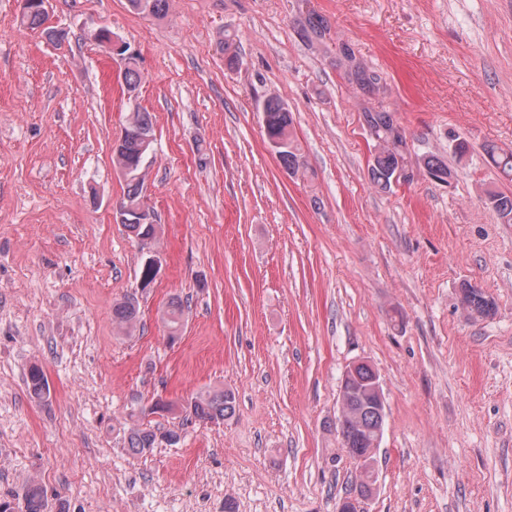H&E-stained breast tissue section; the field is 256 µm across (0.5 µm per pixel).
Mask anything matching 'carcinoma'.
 Instances as JSON below:
<instances>
[{
	"instance_id": "cac0c4a2",
	"label": "carcinoma",
	"mask_w": 512,
	"mask_h": 512,
	"mask_svg": "<svg viewBox=\"0 0 512 512\" xmlns=\"http://www.w3.org/2000/svg\"><path fill=\"white\" fill-rule=\"evenodd\" d=\"M130 7L137 13L159 18L169 8V0H128ZM21 23L32 30L41 29L48 22V13L29 11L20 15ZM298 25L301 26L308 38L320 37L327 30L324 19L313 9L300 14ZM353 81L361 89L378 92L380 87L376 78L363 65H358L351 72ZM123 85L127 91L133 92L142 81V73L138 62L133 60L126 63L122 71ZM263 112L264 134L268 139L285 142L279 150L277 158L281 166L291 174L306 168V157L301 152L293 132L292 113L288 106L278 97L270 96L264 100L261 107ZM364 120L370 137L374 142V153L369 164V174L372 180L383 190L392 186L393 176L400 172L406 182L414 179L415 173L411 168L410 149L405 133L394 121L391 113L386 111L366 112ZM155 135L153 118L150 112L136 109L129 113L124 126L122 140L112 149V160L116 168H134V175L124 180L123 196L119 207L138 203L145 197L146 171L141 159L144 139ZM491 159L501 177L512 182V149L491 154ZM424 168L429 174L438 178L450 175L451 170L436 156L426 153L422 158ZM485 201L505 224H512V191L502 190L493 185L485 191ZM120 223L132 236L141 241L145 237H155L157 225L136 224L134 214L117 211ZM462 300L479 316H486L493 311L494 304L485 293L475 285L465 283L461 287ZM185 314L184 302L171 298L161 311V320L172 337L182 332ZM139 303L134 297H126L112 307V318L121 326L133 327L139 319ZM27 386L30 395L44 401L49 397L48 380L44 371L38 365L30 367L27 376ZM235 397L228 390L207 389L198 392L191 398L186 412L198 421L213 422L225 420L234 413ZM377 425L375 412L370 410L360 398L349 404V410L344 419L335 424L337 435L342 437V447H350L358 454H365L371 448V430ZM157 441V434L150 429L133 427L127 431L125 443L128 452L133 456L145 455L152 451ZM23 498L27 512H46V500L42 488L33 483L23 486Z\"/></svg>"
}]
</instances>
